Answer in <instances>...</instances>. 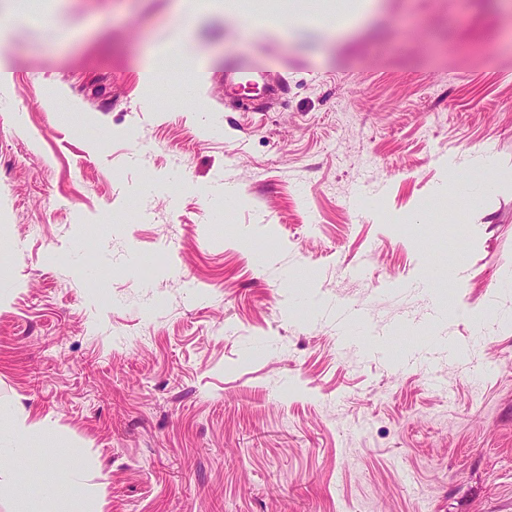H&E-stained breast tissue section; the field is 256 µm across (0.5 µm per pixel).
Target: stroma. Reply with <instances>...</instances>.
<instances>
[{
    "instance_id": "obj_1",
    "label": "stroma",
    "mask_w": 512,
    "mask_h": 512,
    "mask_svg": "<svg viewBox=\"0 0 512 512\" xmlns=\"http://www.w3.org/2000/svg\"><path fill=\"white\" fill-rule=\"evenodd\" d=\"M7 2L0 409L51 428L0 433V512L18 472L103 512L512 504V11L385 0L327 40L241 30L330 0L190 35L180 0ZM236 60L279 97L226 98Z\"/></svg>"
}]
</instances>
